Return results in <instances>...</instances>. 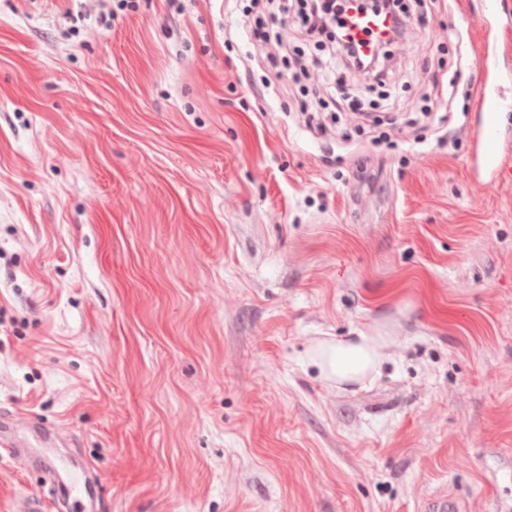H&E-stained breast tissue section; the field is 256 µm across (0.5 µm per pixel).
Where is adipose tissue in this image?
<instances>
[{"mask_svg":"<svg viewBox=\"0 0 512 512\" xmlns=\"http://www.w3.org/2000/svg\"><path fill=\"white\" fill-rule=\"evenodd\" d=\"M386 344L382 336H354L318 348L322 372L340 384L360 382L378 367Z\"/></svg>","mask_w":512,"mask_h":512,"instance_id":"1","label":"adipose tissue"}]
</instances>
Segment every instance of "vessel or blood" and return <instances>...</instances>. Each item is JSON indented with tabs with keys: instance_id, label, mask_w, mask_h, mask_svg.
<instances>
[{
	"instance_id": "obj_1",
	"label": "vessel or blood",
	"mask_w": 512,
	"mask_h": 512,
	"mask_svg": "<svg viewBox=\"0 0 512 512\" xmlns=\"http://www.w3.org/2000/svg\"><path fill=\"white\" fill-rule=\"evenodd\" d=\"M477 20L486 33L477 66L480 76L474 85L475 119L470 136L469 171L476 182H506L512 180V163L505 153L512 147V136L498 124V114L512 108V100L505 98L500 88L512 75L502 70L503 53L497 31L504 15L502 0H478L475 11ZM390 21L374 13H350L346 20V31L366 42L385 37ZM50 445L62 444V436L55 431H45L37 416L17 410L0 415V448L19 467L35 464L45 471V493L15 497L11 512H47L46 501L49 489L60 480L57 467L52 461H37L30 450V436Z\"/></svg>"
}]
</instances>
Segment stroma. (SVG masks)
Listing matches in <instances>:
<instances>
[{
  "label": "stroma",
  "mask_w": 512,
  "mask_h": 512,
  "mask_svg": "<svg viewBox=\"0 0 512 512\" xmlns=\"http://www.w3.org/2000/svg\"><path fill=\"white\" fill-rule=\"evenodd\" d=\"M476 0L317 134L242 0H0V412L98 512H512V183L477 184ZM450 89L419 118L432 74ZM382 333L336 386L321 340ZM0 456V512L41 492Z\"/></svg>",
  "instance_id": "35a3bbf8"
}]
</instances>
